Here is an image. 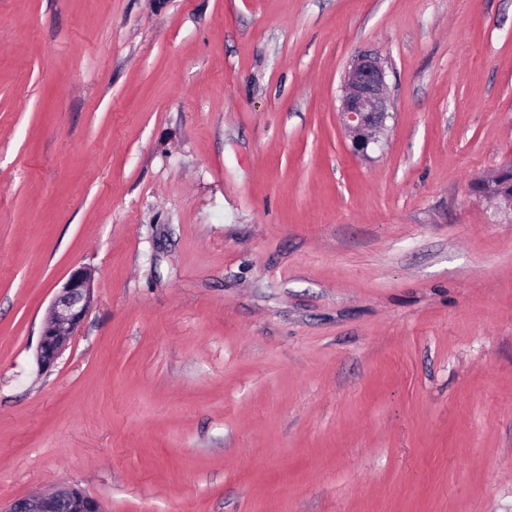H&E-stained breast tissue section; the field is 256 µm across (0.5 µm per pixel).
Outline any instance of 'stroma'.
Listing matches in <instances>:
<instances>
[{
  "label": "stroma",
  "mask_w": 512,
  "mask_h": 512,
  "mask_svg": "<svg viewBox=\"0 0 512 512\" xmlns=\"http://www.w3.org/2000/svg\"><path fill=\"white\" fill-rule=\"evenodd\" d=\"M510 161L512 0H0V503L512 512ZM390 107L381 59L369 52L356 56L344 74L338 113L356 153L365 156L370 145L379 142L377 134L384 126ZM477 191L484 197H490L498 210L512 212V162L502 166L488 179H481ZM91 277L84 269L71 272L55 294L37 348L41 369L50 368L68 346L92 302ZM102 512L100 503L74 486H63L51 493H34L14 500L3 512Z\"/></svg>",
  "instance_id": "1"
}]
</instances>
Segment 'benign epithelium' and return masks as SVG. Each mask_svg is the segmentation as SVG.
<instances>
[{
    "mask_svg": "<svg viewBox=\"0 0 512 512\" xmlns=\"http://www.w3.org/2000/svg\"><path fill=\"white\" fill-rule=\"evenodd\" d=\"M390 107L381 59L369 52L356 56L345 71L339 107L340 123L356 153L365 156L370 145L379 142L378 134ZM477 191L491 198L498 210L512 212V162L502 166L493 177L480 180ZM92 297L90 275L81 268L72 271L55 294L40 335L37 348L40 368L53 366L65 351L83 322ZM62 507L68 512H102L96 499L74 486L16 499L3 512H58Z\"/></svg>",
    "mask_w": 512,
    "mask_h": 512,
    "instance_id": "1",
    "label": "benign epithelium"
}]
</instances>
